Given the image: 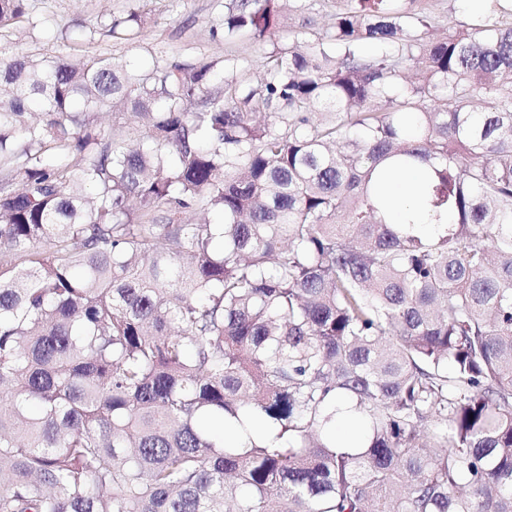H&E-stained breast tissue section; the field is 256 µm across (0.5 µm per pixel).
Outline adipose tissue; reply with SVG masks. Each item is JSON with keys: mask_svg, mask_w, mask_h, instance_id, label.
Instances as JSON below:
<instances>
[{"mask_svg": "<svg viewBox=\"0 0 512 512\" xmlns=\"http://www.w3.org/2000/svg\"><path fill=\"white\" fill-rule=\"evenodd\" d=\"M381 173L388 199V217L396 223L403 222L406 217H413L418 231L424 235L430 234L432 227L426 212L424 174L397 175L389 161L383 164Z\"/></svg>", "mask_w": 512, "mask_h": 512, "instance_id": "1", "label": "adipose tissue"}]
</instances>
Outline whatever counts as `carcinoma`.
<instances>
[{
	"label": "carcinoma",
	"mask_w": 512,
	"mask_h": 512,
	"mask_svg": "<svg viewBox=\"0 0 512 512\" xmlns=\"http://www.w3.org/2000/svg\"><path fill=\"white\" fill-rule=\"evenodd\" d=\"M415 2L228 0L255 86L0 61V512H512V7ZM388 159L450 222L386 220ZM417 5L435 19V37L448 33V26H456L468 21L458 0H418Z\"/></svg>",
	"instance_id": "obj_1"
}]
</instances>
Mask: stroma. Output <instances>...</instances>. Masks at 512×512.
<instances>
[{
    "label": "stroma",
    "mask_w": 512,
    "mask_h": 512,
    "mask_svg": "<svg viewBox=\"0 0 512 512\" xmlns=\"http://www.w3.org/2000/svg\"><path fill=\"white\" fill-rule=\"evenodd\" d=\"M225 0H158L155 11L142 28L137 41L95 40L64 42L65 29H91L106 14L120 15L134 8V0H31L30 11L41 21L38 31L28 24L16 25L8 36L0 38V57L18 54L35 56L102 54L137 64L150 57L168 61H190L208 57L216 61L225 55L239 56L249 81L263 76L264 49L252 41L233 43L213 37V29L222 27Z\"/></svg>",
    "instance_id": "stroma-1"
}]
</instances>
